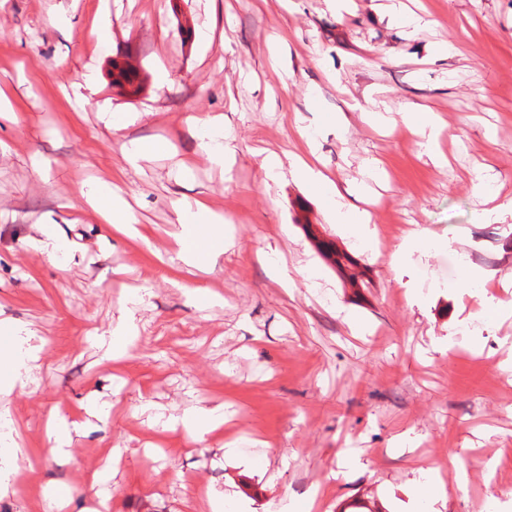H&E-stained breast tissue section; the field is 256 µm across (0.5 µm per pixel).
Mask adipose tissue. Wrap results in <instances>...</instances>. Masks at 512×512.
<instances>
[{
  "label": "adipose tissue",
  "mask_w": 512,
  "mask_h": 512,
  "mask_svg": "<svg viewBox=\"0 0 512 512\" xmlns=\"http://www.w3.org/2000/svg\"><path fill=\"white\" fill-rule=\"evenodd\" d=\"M316 146L313 139H306L302 153L281 158L269 153L263 160L267 178L277 180L283 171L308 184L324 187L336 192L337 185L329 174L314 160ZM79 194L84 202L108 226L127 234H136L135 217L122 194L115 191L110 183H82ZM366 192L364 185L348 186L344 194H338L336 203L329 211L334 223L344 225L350 233L367 246L378 241L377 227L371 222V215L364 208ZM179 230L173 236L171 251L176 260L189 268L201 269L217 260L226 244V228L223 216L213 212L202 201H177ZM143 303L139 293L125 297L120 304L121 317L112 329L104 359L115 360L127 355L139 339L134 322V313ZM13 334L11 342L0 346V368L5 376L0 379V395H9L24 390L29 383V373L47 345L46 338L36 330L19 323H9ZM169 425L182 426L193 439L204 440L207 435L219 430L224 424L223 407H193L180 417H172Z\"/></svg>",
  "instance_id": "ef3b65f1"
}]
</instances>
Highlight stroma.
Returning <instances> with one entry per match:
<instances>
[{
  "mask_svg": "<svg viewBox=\"0 0 512 512\" xmlns=\"http://www.w3.org/2000/svg\"><path fill=\"white\" fill-rule=\"evenodd\" d=\"M429 16L416 30L388 0H0V307L48 344L25 391L0 398L20 467L33 482L0 498V512H85L94 488L76 471H108L112 512H207L221 491L237 512H417L420 468L446 476L434 512H512L499 481L512 480V0H402ZM112 18L108 40L97 11ZM66 14L63 27L49 23ZM191 28L184 37L183 28ZM446 63L434 62L441 48ZM143 79L139 95L111 84L113 61ZM98 80L79 105L67 89L88 69ZM168 80L158 84V71ZM434 113L447 165L433 164L407 128L389 133L362 109ZM137 114L127 129L102 112ZM220 114L231 170L198 149L189 117ZM315 132L338 183L379 162L372 222L399 246L418 228L433 247L406 268L329 223V194L269 180L271 152L298 151V127ZM131 138L174 147L126 165ZM120 186L150 244L110 236L76 194L82 178ZM202 198L223 215L231 242L206 272L160 262L176 224L175 200ZM56 225L69 256L58 264L26 241L37 221ZM359 263L351 287L320 249ZM286 261L291 290L258 253ZM314 269L317 286L304 280ZM210 289L205 304L184 284ZM145 290L141 345L105 366L124 286ZM370 328L354 334L342 310ZM178 415L223 406L224 433L192 440L148 426L144 406ZM102 419L83 422L85 407ZM81 421L71 454L52 455L50 409ZM361 468L340 477L344 451ZM467 471L451 476V457ZM58 484L69 501L47 508ZM320 486L315 507L306 490Z\"/></svg>",
  "mask_w": 512,
  "mask_h": 512,
  "instance_id": "obj_1",
  "label": "stroma"
}]
</instances>
